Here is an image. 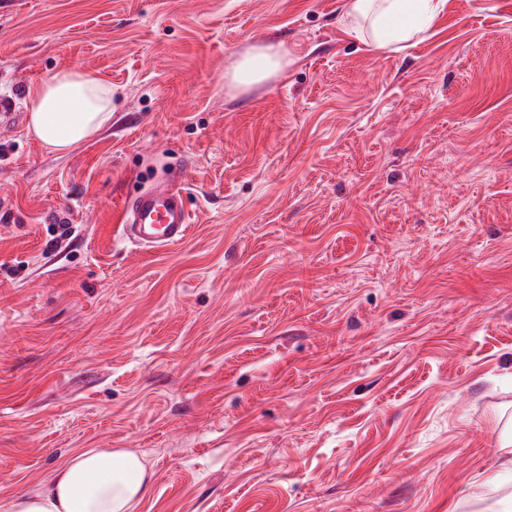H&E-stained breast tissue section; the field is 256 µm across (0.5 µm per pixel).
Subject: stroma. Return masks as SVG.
Here are the masks:
<instances>
[{
  "mask_svg": "<svg viewBox=\"0 0 512 512\" xmlns=\"http://www.w3.org/2000/svg\"><path fill=\"white\" fill-rule=\"evenodd\" d=\"M343 3L0 0V505L133 448L132 512H512V477L475 496L512 416V0L398 52ZM62 68L114 110L56 156L24 99ZM175 163L191 231L137 249L122 201ZM288 65L282 44L253 46L232 63L224 74L230 87H250L267 80Z\"/></svg>",
  "mask_w": 512,
  "mask_h": 512,
  "instance_id": "obj_1",
  "label": "stroma"
}]
</instances>
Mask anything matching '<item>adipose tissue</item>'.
<instances>
[{"instance_id":"ef3b65f1","label":"adipose tissue","mask_w":512,"mask_h":512,"mask_svg":"<svg viewBox=\"0 0 512 512\" xmlns=\"http://www.w3.org/2000/svg\"><path fill=\"white\" fill-rule=\"evenodd\" d=\"M447 0H346L341 21L377 49L402 50L425 33ZM288 64L282 45L252 47L225 74L230 87H250ZM28 128L50 153L64 155L112 122V87L95 72L60 69L26 94ZM152 486L143 456L127 448H89L71 455L36 494L8 499L5 512H132Z\"/></svg>"}]
</instances>
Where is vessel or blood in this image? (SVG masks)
Here are the masks:
<instances>
[{
    "instance_id": "b4317fda",
    "label": "vessel or blood",
    "mask_w": 512,
    "mask_h": 512,
    "mask_svg": "<svg viewBox=\"0 0 512 512\" xmlns=\"http://www.w3.org/2000/svg\"><path fill=\"white\" fill-rule=\"evenodd\" d=\"M120 224L124 238L144 250L182 242L190 228L183 171H174L165 182L127 197Z\"/></svg>"
}]
</instances>
